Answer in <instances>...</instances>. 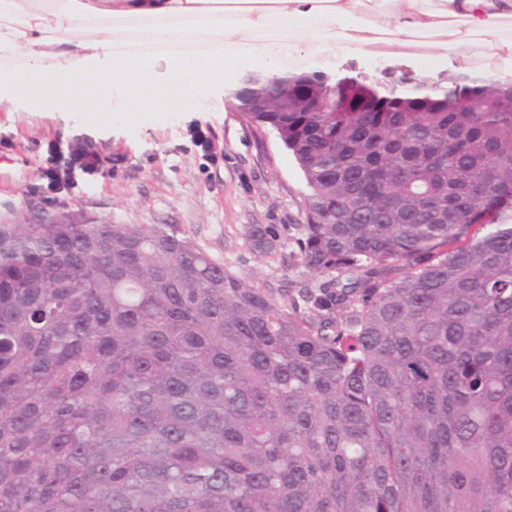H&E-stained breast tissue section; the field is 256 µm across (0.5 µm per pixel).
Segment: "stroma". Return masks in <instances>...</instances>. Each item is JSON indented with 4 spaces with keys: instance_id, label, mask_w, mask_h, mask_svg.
<instances>
[{
    "instance_id": "1",
    "label": "stroma",
    "mask_w": 512,
    "mask_h": 512,
    "mask_svg": "<svg viewBox=\"0 0 512 512\" xmlns=\"http://www.w3.org/2000/svg\"><path fill=\"white\" fill-rule=\"evenodd\" d=\"M328 74H435L450 82L457 69L440 53L376 58L355 52ZM240 77L224 82L201 112L144 115L126 124L96 126L73 112H10L0 103V224L81 213L95 223L161 226L190 240L225 270L283 300L288 289L311 285L297 257L307 189L292 154L275 133L246 126L236 110ZM222 148L204 150L199 137ZM96 143L114 158L94 175L75 173L69 187L48 188L41 169L64 163L76 141ZM56 144L49 158L48 144ZM269 230L273 248L254 249L253 229Z\"/></svg>"
}]
</instances>
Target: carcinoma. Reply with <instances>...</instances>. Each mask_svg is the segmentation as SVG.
I'll return each mask as SVG.
<instances>
[{
    "label": "carcinoma",
    "instance_id": "1",
    "mask_svg": "<svg viewBox=\"0 0 512 512\" xmlns=\"http://www.w3.org/2000/svg\"><path fill=\"white\" fill-rule=\"evenodd\" d=\"M289 82L246 113L308 189L286 303L161 228L0 225V512H512V83Z\"/></svg>",
    "mask_w": 512,
    "mask_h": 512
}]
</instances>
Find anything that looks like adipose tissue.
I'll list each match as a JSON object with an SVG mask.
<instances>
[{"mask_svg": "<svg viewBox=\"0 0 512 512\" xmlns=\"http://www.w3.org/2000/svg\"><path fill=\"white\" fill-rule=\"evenodd\" d=\"M436 47L512 78V0H0V101L88 124L196 110L302 51Z\"/></svg>", "mask_w": 512, "mask_h": 512, "instance_id": "obj_1", "label": "adipose tissue"}]
</instances>
